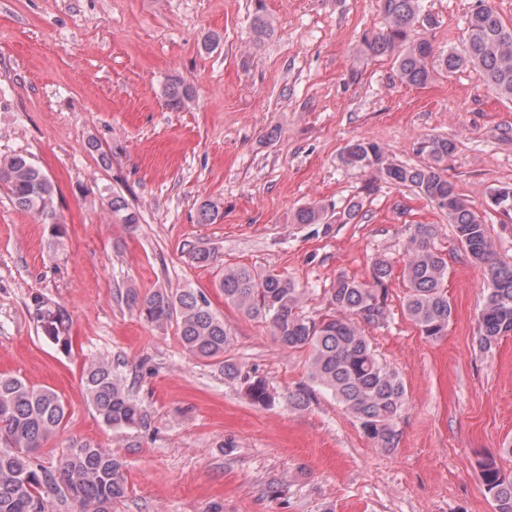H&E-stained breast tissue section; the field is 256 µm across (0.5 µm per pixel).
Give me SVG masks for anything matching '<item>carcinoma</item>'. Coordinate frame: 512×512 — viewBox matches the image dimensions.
<instances>
[{"label":"carcinoma","mask_w":512,"mask_h":512,"mask_svg":"<svg viewBox=\"0 0 512 512\" xmlns=\"http://www.w3.org/2000/svg\"><path fill=\"white\" fill-rule=\"evenodd\" d=\"M379 7L387 27L365 36L361 51L394 60L402 82L424 86L438 68L450 73L476 66L490 90L512 101V24L505 23L490 0H479L470 14L462 46L441 53L425 38L411 39L417 28L436 24L432 16L422 13L419 0H379ZM191 94V88L176 78L164 89L167 104L173 108L181 107ZM454 149V143L446 138H425L419 151L427 154L429 163L409 167L389 161L378 143L359 139L344 147L341 160L347 166L370 169L390 184L414 190L448 217L465 255L483 266L489 282L478 330L480 349L490 352L503 337L512 334V261L496 255L488 225L448 180L445 163ZM0 185L16 207L40 215L51 236L64 235V226L52 222L55 186L29 158L18 154L0 159ZM488 201L512 219V187L491 191ZM110 209L124 224L138 222L136 212L122 196H112ZM293 221L325 224L327 208L318 203L302 206L293 214ZM435 237L434 225H415L407 240L403 269L408 285L403 312L430 340L446 334L453 314L446 289L448 261L436 247ZM392 272L391 260L380 257L373 261L369 281L336 277L326 291L328 312L318 317L305 312L304 291L280 274L227 266L218 283L226 304L269 324L283 347L309 352L310 381L342 404L364 435L387 451L397 448L400 441L396 419L404 410L406 389L398 372L372 347L365 327L388 321L386 281ZM125 299L147 322L176 325L184 348L199 359L224 364L226 378L240 376L231 355V332L224 319L213 312L205 294L193 288L175 292L159 288L141 296L129 288ZM34 302L44 334L66 343L65 311L37 296ZM84 384L102 423L120 431L150 428L149 413L131 396L111 362L92 360L86 367ZM244 384L253 403H272L265 380L246 378ZM65 419L66 406L56 391L0 375V512H49L51 494L63 505L72 502L74 512H110L112 502L126 496L122 464L107 448L74 442L55 469L38 463L37 453L62 430ZM478 466L494 512H512V473H505L492 456Z\"/></svg>","instance_id":"obj_1"}]
</instances>
